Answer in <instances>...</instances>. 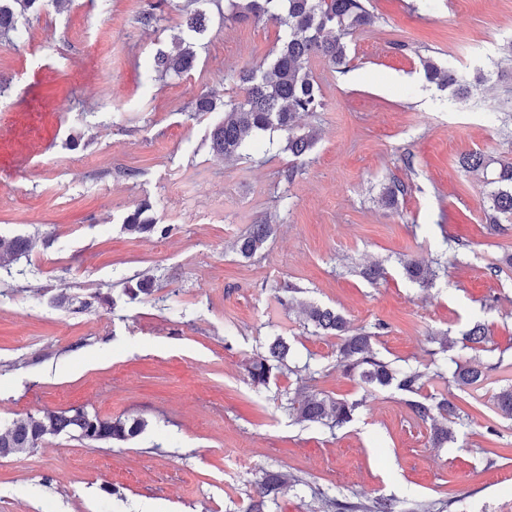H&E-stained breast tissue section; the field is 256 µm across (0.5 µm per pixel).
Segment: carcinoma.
I'll return each instance as SVG.
<instances>
[{"mask_svg":"<svg viewBox=\"0 0 512 512\" xmlns=\"http://www.w3.org/2000/svg\"><path fill=\"white\" fill-rule=\"evenodd\" d=\"M42 0H0V37L16 31L18 19L37 11ZM196 8L186 13L187 30L201 35L207 28V14L198 5L210 0H192ZM369 0H231L233 17L264 19L284 30V37L275 49L268 66H245L237 76V98L224 102V116L211 132L213 151L221 157L232 159L242 154L248 138L254 132L284 131L287 133L285 150L292 157V166L285 174L292 181L298 166L305 162L317 141L314 131H303L296 124L301 113L317 112L324 106L320 87L310 69L314 59L327 62L341 72L347 67L349 44L347 38L356 31L375 24L376 17L367 7ZM168 0L148 4L138 15V22L151 27L159 21L158 11ZM197 52L194 43L182 36L173 37L169 47L157 50L152 67L162 75L180 77L194 67ZM427 81L452 90L464 99L471 88L486 81L477 71L473 79L461 74L453 66L446 68L433 58L421 60ZM459 165L469 172L486 176L487 207L485 212L493 225L512 223V158H492L481 152L459 158ZM407 191L406 185L397 181L383 189L382 202L393 205ZM151 206L142 204L129 213L123 222L124 230L131 235H168L171 227L160 225L149 214ZM272 233L270 224H253L247 234L237 241V251L252 258ZM28 237L0 239V273L13 274L14 264L31 249ZM407 277L421 288L432 286L438 271L409 259L404 262ZM301 313L320 336L341 339L338 366L365 385L366 394L377 388L393 386L415 395L407 400L414 416L432 429V440L439 447L455 440V432L448 426L456 414L451 402L452 389L474 386L486 379L481 363L459 366L447 377L437 365L427 373L417 368L399 370L374 349L373 344L384 334L386 325L374 323L370 329L354 330L350 322L331 308L314 303L301 304ZM486 340V330L480 323L473 324L461 339L465 348L476 349ZM288 344L283 340L272 342L267 349L254 355L246 365L247 376L255 386L266 385L272 371L281 368L288 355ZM438 379L446 386L443 392L420 394L423 379ZM499 413L512 418V386L501 389L494 396ZM366 399L349 402L334 399L322 393L302 394L290 405L297 419L309 424L340 428L350 423L355 411ZM148 423L142 418L121 416L105 419L96 412L81 408L69 410L44 409L26 414L0 426V448L3 457L19 456L33 451L46 435L65 434L87 443L126 442L140 435ZM291 477L281 471H266L255 482L256 497L245 512H264L266 504L275 501L280 490L290 484Z\"/></svg>","mask_w":512,"mask_h":512,"instance_id":"obj_1","label":"carcinoma"}]
</instances>
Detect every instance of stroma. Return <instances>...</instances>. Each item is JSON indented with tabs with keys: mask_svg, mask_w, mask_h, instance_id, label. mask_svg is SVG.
<instances>
[{
	"mask_svg": "<svg viewBox=\"0 0 512 512\" xmlns=\"http://www.w3.org/2000/svg\"><path fill=\"white\" fill-rule=\"evenodd\" d=\"M149 2H51L0 41V238L34 239L22 276L0 280V423L79 407L148 422L124 443L48 435L0 458V512H245L266 470L301 479L267 512H325L323 495L355 492L401 512H512V420L493 403L512 385V228L493 231L481 177L458 165L475 151L512 156V0H371L377 20L350 37L345 72L312 63L324 107L299 119L317 143L289 184L283 132L227 160L210 141L221 113L192 110L206 92L236 96L239 69L268 64L279 29L224 19L227 0H212L193 69L163 77L149 63L186 35V0L145 27ZM424 57L487 80L458 99L426 82ZM394 180L408 192L388 206L380 194ZM144 202L167 237L124 231ZM262 222L272 235L242 258L236 240ZM439 255L448 269L432 288L406 277L403 260ZM375 263L384 274L371 282L361 271ZM140 273L155 291L129 300ZM288 283L355 328L385 323L376 349L394 365L428 363L444 334L448 368L483 363L485 383L454 393L455 442L434 447L406 394L369 395L345 376L338 338L279 302ZM97 292L116 306L76 310ZM477 320L483 349L462 347ZM279 337L289 367L327 368L309 390L366 398L351 423L297 422L287 369L251 384L247 360Z\"/></svg>",
	"mask_w": 512,
	"mask_h": 512,
	"instance_id": "35a3bbf8",
	"label": "stroma"
}]
</instances>
